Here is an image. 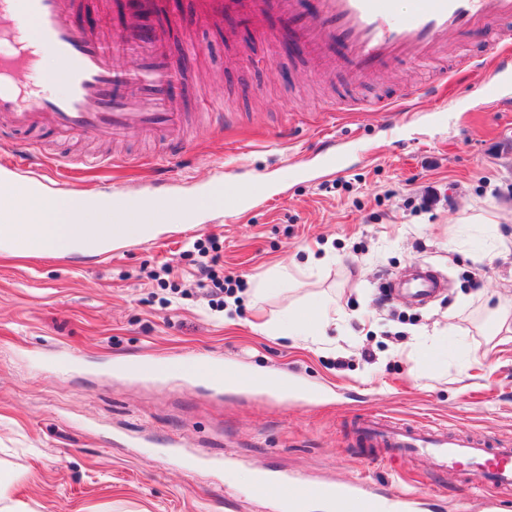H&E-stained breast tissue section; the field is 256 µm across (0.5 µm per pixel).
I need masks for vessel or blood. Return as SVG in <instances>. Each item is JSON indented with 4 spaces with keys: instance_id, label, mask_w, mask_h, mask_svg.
Here are the masks:
<instances>
[{
    "instance_id": "b4317fda",
    "label": "vessel or blood",
    "mask_w": 512,
    "mask_h": 512,
    "mask_svg": "<svg viewBox=\"0 0 512 512\" xmlns=\"http://www.w3.org/2000/svg\"><path fill=\"white\" fill-rule=\"evenodd\" d=\"M132 23L106 34L81 28L83 0H0V132H28L62 140L73 135H110L126 141L154 135L161 149L175 154L187 148L185 113L178 104L188 77L168 51L172 29L160 25L163 0H123ZM205 20L227 14L264 23L267 16L287 20L300 50L320 69L337 74L345 86L373 81L393 64L432 63L444 56L447 35L462 41L477 29L492 34L498 69L512 72V0H200ZM129 58L119 68L114 50ZM51 54L69 76L70 88L58 97L29 80L41 53ZM441 283L425 271L391 283L392 294L423 304ZM358 434L387 456L425 452L438 474L462 476L477 469L488 486L512 487V446L489 439L451 435L430 424L393 417L362 416ZM256 500L284 502L288 512H308L313 500L330 512H409L416 496L398 493L381 499L366 488L335 482L296 481L273 467L260 471L253 484Z\"/></svg>"
}]
</instances>
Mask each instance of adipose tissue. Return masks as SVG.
<instances>
[{
	"instance_id": "ef3b65f1",
	"label": "adipose tissue",
	"mask_w": 512,
	"mask_h": 512,
	"mask_svg": "<svg viewBox=\"0 0 512 512\" xmlns=\"http://www.w3.org/2000/svg\"><path fill=\"white\" fill-rule=\"evenodd\" d=\"M167 207L104 198L88 205L75 196L44 199L39 190L0 186V251L94 255L112 243L150 237Z\"/></svg>"
}]
</instances>
